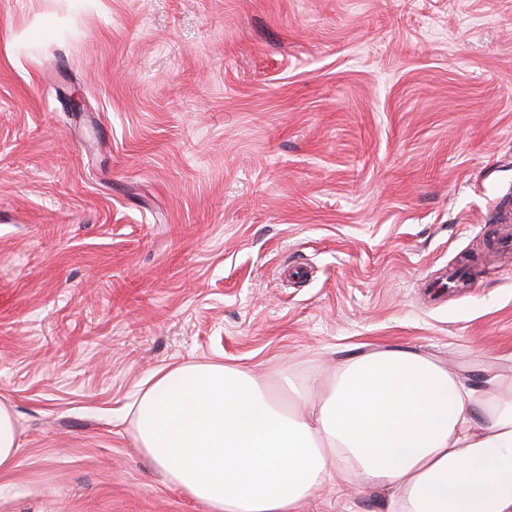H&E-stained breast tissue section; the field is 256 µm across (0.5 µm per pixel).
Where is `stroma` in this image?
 Wrapping results in <instances>:
<instances>
[{
	"label": "stroma",
	"instance_id": "35a3bbf8",
	"mask_svg": "<svg viewBox=\"0 0 512 512\" xmlns=\"http://www.w3.org/2000/svg\"><path fill=\"white\" fill-rule=\"evenodd\" d=\"M502 224L512 0H0V512H207L134 444L164 366L511 367ZM16 428L13 414L0 405V470L10 468L17 455Z\"/></svg>",
	"mask_w": 512,
	"mask_h": 512
}]
</instances>
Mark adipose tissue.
Here are the masks:
<instances>
[{
  "mask_svg": "<svg viewBox=\"0 0 512 512\" xmlns=\"http://www.w3.org/2000/svg\"><path fill=\"white\" fill-rule=\"evenodd\" d=\"M134 429L208 512H301L355 482L389 489L388 512H512V368L476 379L377 347L284 403L239 367L179 364L151 376Z\"/></svg>",
  "mask_w": 512,
  "mask_h": 512,
  "instance_id": "ef3b65f1",
  "label": "adipose tissue"
}]
</instances>
